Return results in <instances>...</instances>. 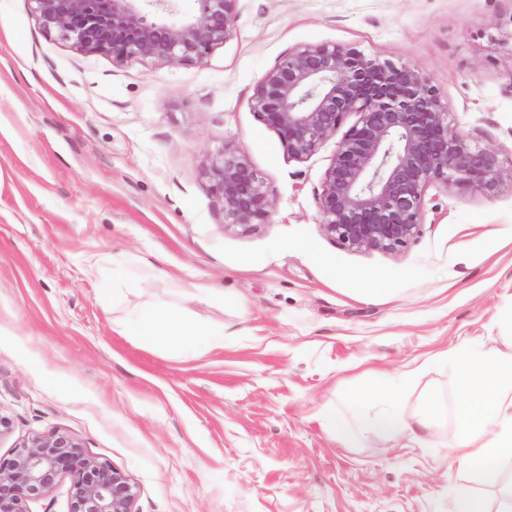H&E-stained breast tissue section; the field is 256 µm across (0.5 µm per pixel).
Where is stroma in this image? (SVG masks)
Here are the masks:
<instances>
[{"mask_svg":"<svg viewBox=\"0 0 512 512\" xmlns=\"http://www.w3.org/2000/svg\"><path fill=\"white\" fill-rule=\"evenodd\" d=\"M236 33L205 65L119 64L44 32L0 0V456L63 431L139 486L136 512H499L512 488L460 468L457 379L444 353L512 352V183L430 186L403 253L325 236L319 196L340 135L289 157L249 108L261 77L306 45L337 44L428 75L448 126L512 171V0H238ZM242 150L272 221L224 226L203 169ZM381 270L383 294H359ZM137 281L224 346L183 357L122 336L132 308L99 299ZM220 303L185 297L191 285ZM401 384L435 445L365 429L350 392ZM353 427V440L338 436Z\"/></svg>","mask_w":512,"mask_h":512,"instance_id":"obj_1","label":"stroma"}]
</instances>
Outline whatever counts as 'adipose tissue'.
I'll return each mask as SVG.
<instances>
[{"mask_svg":"<svg viewBox=\"0 0 512 512\" xmlns=\"http://www.w3.org/2000/svg\"><path fill=\"white\" fill-rule=\"evenodd\" d=\"M130 292L141 302L133 314L116 321L118 333L149 344H164L185 356L204 348L223 347V333L185 307L144 303V291L135 285ZM450 363L460 383L454 454L467 468L482 462L488 465L500 449L512 447V353L492 357L474 349L453 355ZM394 394L386 376L377 374L367 385L353 390L350 397L359 405L377 406L369 427L412 445L433 447L434 435L427 419H419L413 426L402 424L395 411L386 408V401Z\"/></svg>","mask_w":512,"mask_h":512,"instance_id":"adipose-tissue-1","label":"adipose tissue"}]
</instances>
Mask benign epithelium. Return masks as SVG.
<instances>
[{"label": "benign epithelium", "mask_w": 512, "mask_h": 512, "mask_svg": "<svg viewBox=\"0 0 512 512\" xmlns=\"http://www.w3.org/2000/svg\"><path fill=\"white\" fill-rule=\"evenodd\" d=\"M27 2L45 32L117 63L201 65L235 32L237 0H195L196 13L177 23L158 15L171 0ZM249 106L298 160L315 154L347 115H358L319 199L323 232L348 250L400 254L421 233L430 185L491 193L503 179L493 150L448 129L429 77L354 47L308 45L283 56L259 80ZM205 174L223 202L224 228L271 223L264 180L238 147L224 145ZM64 475L71 478L68 512H135L137 483L61 431L35 434L0 458V512H30V502Z\"/></svg>", "instance_id": "7a95c632"}]
</instances>
